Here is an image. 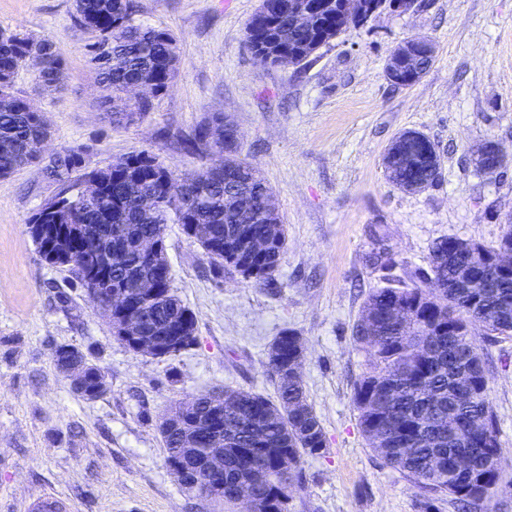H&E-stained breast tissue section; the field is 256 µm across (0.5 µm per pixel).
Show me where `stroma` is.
<instances>
[{
    "mask_svg": "<svg viewBox=\"0 0 512 512\" xmlns=\"http://www.w3.org/2000/svg\"><path fill=\"white\" fill-rule=\"evenodd\" d=\"M137 21L178 40L181 65L147 114L114 122L103 103L74 0H0V29L54 42L65 86L41 92L20 69L18 93L50 127L52 150L82 148L90 168L148 150L180 175L205 158L184 137L213 114L237 129L240 156L274 194L287 247L267 286L216 270L180 225H168L173 290L196 318V341L171 357L134 352L98 315L64 267L43 262L28 218L55 192L33 168L0 177V512H32L52 495L71 512H224L168 469L157 424L175 403L243 389L274 396L263 361L282 331L302 337L301 375L326 435L306 457L291 512H458L426 494L367 446L352 401L369 364L353 327L370 289L420 281L431 245L446 236L484 244L512 223V167L479 173L473 152L495 142L512 158V0H423L347 28L306 64H260L246 25L260 0H137ZM431 38L434 62L409 86L385 75L389 53ZM414 130L441 156L438 182L410 193L389 182L383 158ZM389 263H370L378 251ZM487 401L499 429L500 486L481 512H512V337L481 340ZM72 346L102 368L107 390L78 396L55 353Z\"/></svg>",
    "mask_w": 512,
    "mask_h": 512,
    "instance_id": "35a3bbf8",
    "label": "stroma"
}]
</instances>
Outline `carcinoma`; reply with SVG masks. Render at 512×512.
I'll use <instances>...</instances> for the list:
<instances>
[{
    "instance_id": "carcinoma-1",
    "label": "carcinoma",
    "mask_w": 512,
    "mask_h": 512,
    "mask_svg": "<svg viewBox=\"0 0 512 512\" xmlns=\"http://www.w3.org/2000/svg\"><path fill=\"white\" fill-rule=\"evenodd\" d=\"M289 0H269L271 16L256 11L246 26V45L279 67L297 66L338 37L336 6L318 11L312 28L288 20ZM77 25L96 34L89 44L90 62L112 105L115 121H131L150 109V101L132 106L123 97L127 85L147 82L155 94L165 92L178 69L177 39L170 32L135 21L136 0H74ZM36 47L44 58L38 83L55 91L64 85L63 53L54 43L9 32L0 39V177L35 166L56 185L55 195L27 221V232L41 259L67 267L87 288L94 257L110 253V279L138 295L149 280L159 294L144 301L146 326L196 340L195 316L172 289L170 264L162 258L144 260L139 243L166 236L167 225H196L195 241L217 269L228 265L255 286L277 271L286 248L281 217L272 192L252 164L240 159L235 127L214 115L184 140L186 150L217 157L214 164L189 176L164 167L147 150L121 157V163L88 170L83 153L62 148L52 157L39 156L35 144L48 126L41 114L14 89L19 60ZM419 58L417 65L409 56ZM432 57L419 42L408 52L390 55L387 78L402 85L419 81ZM440 156L425 135L405 131L385 156L390 182L420 192L438 181ZM97 189L87 196L83 184ZM195 204L183 209L184 197ZM146 197L150 207L142 205ZM268 241L263 253L247 250L248 235ZM457 237L436 242L429 256L430 273L422 284H396L372 290L353 328L357 345L369 352V370L353 384V403L362 435L387 466L399 471L432 496H448L466 509H476L498 489V469L487 466L500 454L498 428L487 402L490 376L479 345L480 335L512 337V277L489 262L469 267L471 279L457 278L468 252ZM473 247L488 257L512 249V225L491 245ZM300 337L284 331L270 343L263 366L275 384L276 399L261 393L233 390L215 404L209 394L197 397L199 412L224 426V504L233 502L239 484L263 477L258 496L270 512H289V501L302 483L305 457L326 448L321 423L308 402L302 377L289 367L302 362ZM102 369L92 363L76 391L89 400L102 391ZM469 467L459 471L456 458Z\"/></svg>"
}]
</instances>
